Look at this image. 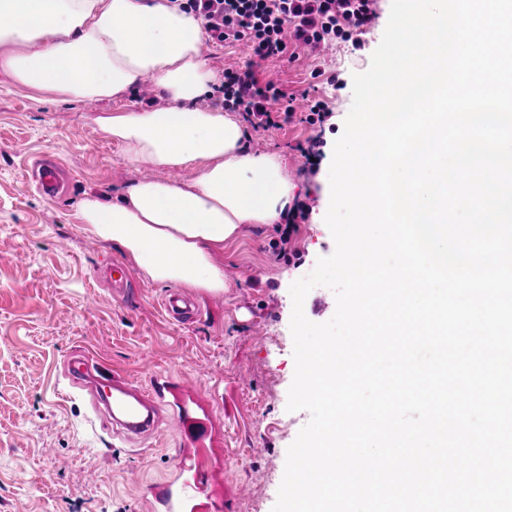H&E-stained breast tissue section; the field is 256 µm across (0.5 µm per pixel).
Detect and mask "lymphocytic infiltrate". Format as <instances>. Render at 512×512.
Returning <instances> with one entry per match:
<instances>
[{"label": "lymphocytic infiltrate", "instance_id": "lymphocytic-infiltrate-1", "mask_svg": "<svg viewBox=\"0 0 512 512\" xmlns=\"http://www.w3.org/2000/svg\"><path fill=\"white\" fill-rule=\"evenodd\" d=\"M377 0H181L183 9L204 22L209 42L246 44L247 59L225 69L211 102L241 113L253 131H268L300 122L316 125L328 106L312 98L309 110L296 115L288 94L277 81L261 78L274 59L296 61L299 45L320 52L336 41L360 45L378 19Z\"/></svg>", "mask_w": 512, "mask_h": 512}]
</instances>
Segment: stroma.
<instances>
[{
  "label": "stroma",
  "instance_id": "35a3bbf8",
  "mask_svg": "<svg viewBox=\"0 0 512 512\" xmlns=\"http://www.w3.org/2000/svg\"><path fill=\"white\" fill-rule=\"evenodd\" d=\"M390 5L378 0L377 24L361 47L340 42L317 60L268 65L290 94L308 88L316 67L339 78L338 86L322 90L330 114L321 125L246 138L252 152L283 156L296 200L311 209L300 228V255L275 259L269 244L278 237L276 225H246L224 247V292H196L200 315L184 326L160 311L167 285L140 269L128 284L132 299L114 300L107 270L126 254L83 229L85 194L118 198L143 174L94 122L109 104L39 103L0 76V512H148L146 486L168 480L175 469V421L159 437L123 443L93 425L89 395L64 375L77 350L141 383L159 372L211 366L200 385L224 421V464L246 489L225 512H272L287 449L310 420L307 411L286 409L295 372L290 286L335 249L324 221L333 147L353 102L352 76L369 68ZM311 136L319 165L313 176L304 172L299 151ZM46 156L70 173L58 199L25 177ZM91 467L93 480L85 475ZM130 469L140 472L142 486L127 483Z\"/></svg>",
  "mask_w": 512,
  "mask_h": 512
}]
</instances>
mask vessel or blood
I'll return each instance as SVG.
<instances>
[{"mask_svg":"<svg viewBox=\"0 0 512 512\" xmlns=\"http://www.w3.org/2000/svg\"><path fill=\"white\" fill-rule=\"evenodd\" d=\"M30 174L45 196L59 193L62 180L56 164H37ZM161 307L167 318L181 323L197 315L194 304L178 291L165 294ZM65 376L92 396L110 393L117 424L113 438L124 441L156 434L166 417H173L181 435L179 462L169 480L149 489L156 512H222L227 502L242 494L240 482L230 472L202 463L203 457L218 455L224 427L201 389L199 370L176 376L161 373L143 387L105 361L80 353L68 358Z\"/></svg>","mask_w":512,"mask_h":512,"instance_id":"b4317fda","label":"vessel or blood"}]
</instances>
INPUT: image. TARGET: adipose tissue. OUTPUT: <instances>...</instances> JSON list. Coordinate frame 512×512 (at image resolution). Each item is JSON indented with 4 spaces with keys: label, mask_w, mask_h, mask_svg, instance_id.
Here are the masks:
<instances>
[{
    "label": "adipose tissue",
    "mask_w": 512,
    "mask_h": 512,
    "mask_svg": "<svg viewBox=\"0 0 512 512\" xmlns=\"http://www.w3.org/2000/svg\"><path fill=\"white\" fill-rule=\"evenodd\" d=\"M0 70L39 101L113 102L96 117L132 164L194 170L186 182L141 180L80 204L86 232L120 245L152 282L223 292L224 246L247 224H273L294 185L280 155L245 145L231 112L198 106L218 82L200 19L173 0H0ZM152 78L168 106L129 101Z\"/></svg>",
    "instance_id": "adipose-tissue-1"
}]
</instances>
